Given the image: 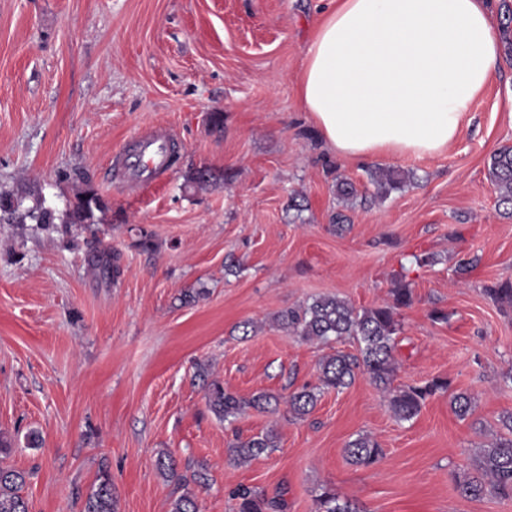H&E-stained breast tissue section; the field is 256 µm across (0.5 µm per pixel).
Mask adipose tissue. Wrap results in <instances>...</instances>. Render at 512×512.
<instances>
[{
	"label": "adipose tissue",
	"mask_w": 512,
	"mask_h": 512,
	"mask_svg": "<svg viewBox=\"0 0 512 512\" xmlns=\"http://www.w3.org/2000/svg\"><path fill=\"white\" fill-rule=\"evenodd\" d=\"M499 64L493 0H336L304 48L300 99L343 157H435Z\"/></svg>",
	"instance_id": "ef3b65f1"
}]
</instances>
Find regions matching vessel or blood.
Here are the masks:
<instances>
[{"mask_svg":"<svg viewBox=\"0 0 512 512\" xmlns=\"http://www.w3.org/2000/svg\"><path fill=\"white\" fill-rule=\"evenodd\" d=\"M170 137L147 133L138 137L133 148L113 154L110 169L122 184H150L169 175L173 168Z\"/></svg>","mask_w":512,"mask_h":512,"instance_id":"obj_1","label":"vessel or blood"}]
</instances>
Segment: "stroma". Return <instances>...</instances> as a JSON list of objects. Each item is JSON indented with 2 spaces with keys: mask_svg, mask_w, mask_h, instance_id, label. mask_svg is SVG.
Wrapping results in <instances>:
<instances>
[{
  "mask_svg": "<svg viewBox=\"0 0 512 512\" xmlns=\"http://www.w3.org/2000/svg\"><path fill=\"white\" fill-rule=\"evenodd\" d=\"M321 18L322 0H0V191L18 202L0 211V432L14 440L0 465L28 472L30 512H82L104 469L116 512H169L182 489L157 472L162 452L181 473L207 468L200 512H234L241 484L279 512H316L324 491L364 512H512V499H471L457 482L512 412V308L489 295L512 281V218L488 177L512 146V55L447 152L354 162L299 97ZM149 126L170 130L180 159L129 193L108 159ZM201 167L218 182L192 183ZM381 169L401 187L378 194ZM339 177L356 198L337 199ZM89 187L105 202L94 223H63ZM40 203L55 223L29 218ZM104 250L121 255L118 279L90 261ZM400 284L414 302L400 312L394 383H449L413 419L397 420L362 375L302 418L284 403L230 422L208 410L196 363L244 398L318 385L319 360L356 343L301 340L277 314L321 296L372 307ZM463 391L473 411L461 419L449 396ZM269 430L277 448L230 460L234 437ZM362 434L383 450L376 466L346 459Z\"/></svg>",
  "mask_w": 512,
  "mask_h": 512,
  "instance_id": "stroma-1",
  "label": "stroma"
}]
</instances>
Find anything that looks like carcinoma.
Masks as SVG:
<instances>
[{
	"label": "carcinoma",
	"instance_id": "obj_1",
	"mask_svg": "<svg viewBox=\"0 0 512 512\" xmlns=\"http://www.w3.org/2000/svg\"><path fill=\"white\" fill-rule=\"evenodd\" d=\"M490 181L496 186L498 205L504 215L512 216V146L494 152L488 168ZM105 208L99 194L89 188L76 197L72 208L66 212L67 224H92L95 212ZM413 303L410 288L399 285L391 290V299L381 305L357 309L348 301L336 296H322L298 308L281 311L276 316L278 325L304 340L316 339L330 344L351 339L358 344L359 354L336 352L322 357L318 362L319 384L304 386L288 396L260 392L249 399L241 398L224 388L218 380L206 385L205 399L209 410L220 421L242 414L248 408L265 410L281 401L288 404L298 417L308 415L324 391H340L351 385L356 375L368 376L370 382L388 400L396 419L409 421L420 411L427 398L448 390V382L434 379L423 385L392 386L396 370V339L400 330V310ZM502 427L511 437L496 439L493 446L482 448L476 462L480 476L460 482L461 494L478 498L487 492L512 498V413L501 419ZM277 447L271 432L251 436L246 440L236 438L230 448L231 460L245 464ZM345 453L354 464L372 466L382 457V449L367 435L351 441ZM159 472L168 479H182L177 473L172 456L162 452L156 459ZM27 474L23 470L0 466V512H29L28 501L21 495ZM236 501V512H270L274 501L256 490L239 485L231 490ZM83 512H115V495L112 476L104 472L87 495ZM170 512H199L196 496L187 491L171 502ZM317 512H362L354 504L341 502L336 495L324 492L317 497Z\"/></svg>",
	"mask_w": 512,
	"mask_h": 512
}]
</instances>
